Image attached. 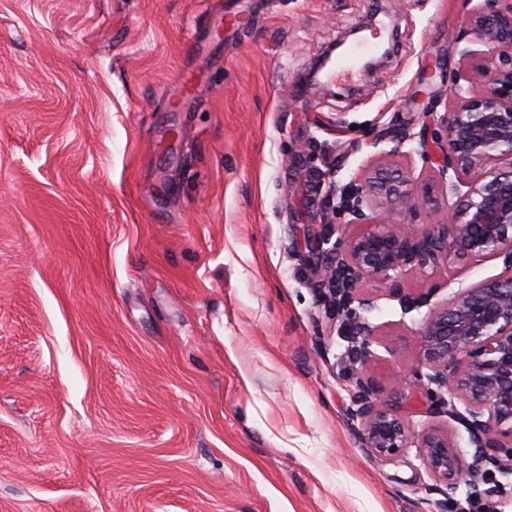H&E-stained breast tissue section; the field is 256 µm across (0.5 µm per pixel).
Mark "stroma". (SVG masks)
Instances as JSON below:
<instances>
[{
    "label": "stroma",
    "mask_w": 512,
    "mask_h": 512,
    "mask_svg": "<svg viewBox=\"0 0 512 512\" xmlns=\"http://www.w3.org/2000/svg\"><path fill=\"white\" fill-rule=\"evenodd\" d=\"M464 0H0V512H466L418 448L388 460L348 418L371 376L413 433L465 429L404 385L423 311L380 283L371 355L315 270L321 186L410 166L463 77ZM384 12L391 55L327 85L310 68ZM502 269L413 267L436 300Z\"/></svg>",
    "instance_id": "obj_1"
}]
</instances>
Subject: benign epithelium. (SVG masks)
Segmentation results:
<instances>
[{
  "mask_svg": "<svg viewBox=\"0 0 512 512\" xmlns=\"http://www.w3.org/2000/svg\"><path fill=\"white\" fill-rule=\"evenodd\" d=\"M466 35L498 51L499 64L492 70L482 68L469 51L461 55L463 68L480 74L483 90L473 94L455 86L447 112L428 113L416 137L396 135L399 142L418 139L421 156L436 164L448 191L457 196L451 219L424 229L412 222L419 208L411 192L412 172L378 164L339 196L329 186L330 209L348 214L350 223L364 229L345 239L335 237L336 225H323L317 270L324 304L333 315L354 320L352 340L364 357L374 336L366 313L376 304L375 296L361 291L364 281L389 285L404 315L427 308L418 331L422 361L413 386L432 413L467 430L475 448L472 472L485 485L479 497L491 502L506 494L496 475H512V0H482L456 39ZM484 257L502 259V271L446 301L432 302L431 290L410 294L398 287L412 266ZM353 391L356 409L350 419L359 423L364 448L387 460L409 447L406 420L380 404L374 381L358 376ZM419 448L437 479L432 491L454 501L462 468L448 432L426 430Z\"/></svg>",
  "mask_w": 512,
  "mask_h": 512,
  "instance_id": "1",
  "label": "benign epithelium"
}]
</instances>
